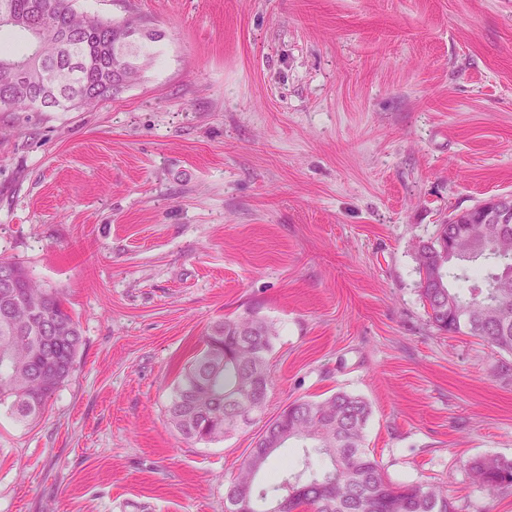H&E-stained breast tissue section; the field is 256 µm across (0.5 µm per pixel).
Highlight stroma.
Returning a JSON list of instances; mask_svg holds the SVG:
<instances>
[{"mask_svg":"<svg viewBox=\"0 0 512 512\" xmlns=\"http://www.w3.org/2000/svg\"><path fill=\"white\" fill-rule=\"evenodd\" d=\"M157 32L90 110L0 112V259L80 324L38 423L0 412V512H224L262 423L165 408L206 328L273 322L266 416L343 390L388 482L512 512V354L434 328L416 248L512 194V0H75ZM468 468L479 486L495 491L512 487V459L481 456L469 460Z\"/></svg>","mask_w":512,"mask_h":512,"instance_id":"obj_1","label":"stroma"}]
</instances>
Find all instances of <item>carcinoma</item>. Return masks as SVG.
<instances>
[{
    "mask_svg": "<svg viewBox=\"0 0 512 512\" xmlns=\"http://www.w3.org/2000/svg\"><path fill=\"white\" fill-rule=\"evenodd\" d=\"M19 18L50 21L39 44L49 64L74 58L72 76L52 85L36 77L24 86L9 82L8 68L28 58L0 54V112H40L39 99L57 109L93 108L134 81L140 69L123 78L126 61L114 47L112 21L79 14L73 0H0ZM495 224L439 225L434 240L417 251L418 268L439 270V279L419 285L430 322L440 331L474 336L512 353V237L502 240ZM455 240L453 258L435 244ZM489 264L486 286L469 296L449 284L467 282L472 267ZM277 335L274 324L254 310L230 315L206 330L200 351L181 368L166 408L168 422L184 439L220 442L239 428L230 396L236 390L254 396L273 383L269 354ZM82 345L78 322L59 294L38 285L24 266L0 260V407L16 420L33 424L51 396L75 371ZM371 407L363 398L337 391L313 401L297 399L274 419L256 446L257 464L240 466L224 491V512H454L442 483L396 486L386 481L379 462L364 448ZM305 443L302 463L285 468L267 485L257 482L272 453L289 441ZM329 465L312 468L311 453ZM468 468L479 486L495 491L512 487V459L475 457Z\"/></svg>",
    "mask_w": 512,
    "mask_h": 512,
    "instance_id": "1",
    "label": "carcinoma"
}]
</instances>
